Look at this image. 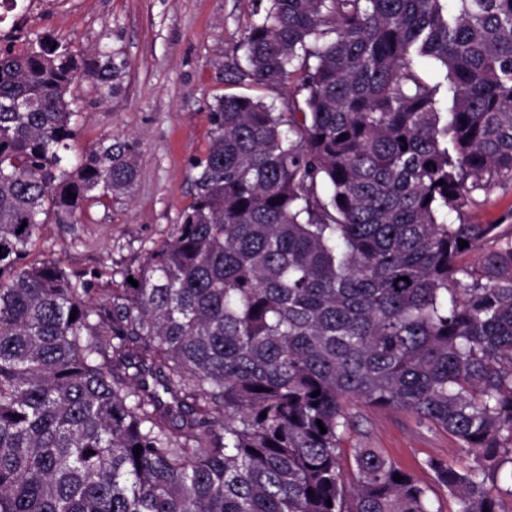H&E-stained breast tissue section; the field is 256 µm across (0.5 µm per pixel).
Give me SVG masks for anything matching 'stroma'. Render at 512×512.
Returning <instances> with one entry per match:
<instances>
[{"label":"stroma","mask_w":512,"mask_h":512,"mask_svg":"<svg viewBox=\"0 0 512 512\" xmlns=\"http://www.w3.org/2000/svg\"><path fill=\"white\" fill-rule=\"evenodd\" d=\"M253 0H62L53 12L29 17V33L88 49L107 45L127 62L123 89L101 101L88 85L75 89L80 116L73 152L100 139L128 136L140 143V178L131 196L93 207L77 232L45 225L33 249L71 269L131 264L165 240L193 201L191 163L209 142L210 112L222 95L263 98L283 109L302 98L300 79L276 88L235 85L222 78L224 61L242 55V33L253 20ZM341 444L344 473L358 448L380 451L427 486V459L469 465L454 438L405 412L355 403Z\"/></svg>","instance_id":"35a3bbf8"}]
</instances>
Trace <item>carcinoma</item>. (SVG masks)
I'll use <instances>...</instances> for the list:
<instances>
[{
    "label": "carcinoma",
    "mask_w": 512,
    "mask_h": 512,
    "mask_svg": "<svg viewBox=\"0 0 512 512\" xmlns=\"http://www.w3.org/2000/svg\"><path fill=\"white\" fill-rule=\"evenodd\" d=\"M256 14L225 81L298 73L303 101L217 98L193 202L108 270L29 256L139 180L135 138L67 159L74 86L107 99L125 60L46 33L0 47V512H441L371 448L345 475L354 400L448 432L474 465L426 466L456 512H506L512 211L467 214L512 187V0ZM477 200L478 205L469 212V219L481 224L495 222L512 209V188L508 192L498 187L493 188L488 194H481Z\"/></svg>",
    "instance_id": "cac0c4a2"
}]
</instances>
